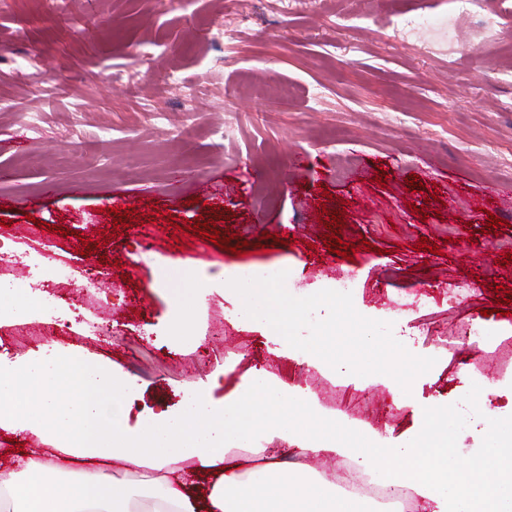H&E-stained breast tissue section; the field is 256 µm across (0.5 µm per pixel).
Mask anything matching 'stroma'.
<instances>
[{
  "instance_id": "35a3bbf8",
  "label": "stroma",
  "mask_w": 512,
  "mask_h": 512,
  "mask_svg": "<svg viewBox=\"0 0 512 512\" xmlns=\"http://www.w3.org/2000/svg\"><path fill=\"white\" fill-rule=\"evenodd\" d=\"M483 4L495 29L460 18L452 0H0V289L37 304L0 320V355L80 351L120 365L137 381L130 429L180 412L231 362L212 406L260 370L308 388L315 420L399 438L420 419L387 387L295 365L220 287L225 272L256 270L314 300L351 271L360 286L336 313L331 350L376 364L386 346L358 336H406L417 405H462L475 374L506 408L512 302L497 306L512 291V0ZM421 14L438 26L407 36L403 20ZM113 207L147 218L155 243L115 229ZM202 222L218 241L181 230ZM334 232L352 259L328 250ZM41 243L53 249L37 268L26 254ZM87 244L95 271L122 264L130 280L88 286ZM202 279L205 304L178 334L170 291ZM93 318L111 341L86 332ZM478 321L483 335H470Z\"/></svg>"
}]
</instances>
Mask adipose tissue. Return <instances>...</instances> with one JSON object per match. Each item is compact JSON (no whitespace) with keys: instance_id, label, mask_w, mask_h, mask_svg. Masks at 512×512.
Here are the masks:
<instances>
[{"instance_id":"adipose-tissue-1","label":"adipose tissue","mask_w":512,"mask_h":512,"mask_svg":"<svg viewBox=\"0 0 512 512\" xmlns=\"http://www.w3.org/2000/svg\"><path fill=\"white\" fill-rule=\"evenodd\" d=\"M239 297L237 312L262 317L273 293L266 280L225 277ZM381 364L327 352L322 337L289 345L299 363L340 376L359 388L389 385L400 406H413L410 383L395 380L410 355L404 337H389ZM137 385L109 365L70 353L43 363L0 360V428L40 437L41 448L0 470V512H374L369 499L353 498L298 470L309 454L344 459L385 483H399L432 503L433 512H512V411L486 403L453 409L430 400L417 431L393 439L373 428L353 438L335 427L316 429L288 411L308 404L305 389L271 381L255 371L223 407L209 406V384L191 394L176 415L160 414L142 427L123 424L124 403ZM111 401H103L102 393ZM469 412L485 424L482 446L468 467H458L456 423ZM279 434L272 452L259 433ZM388 468L373 466V458Z\"/></svg>"}]
</instances>
